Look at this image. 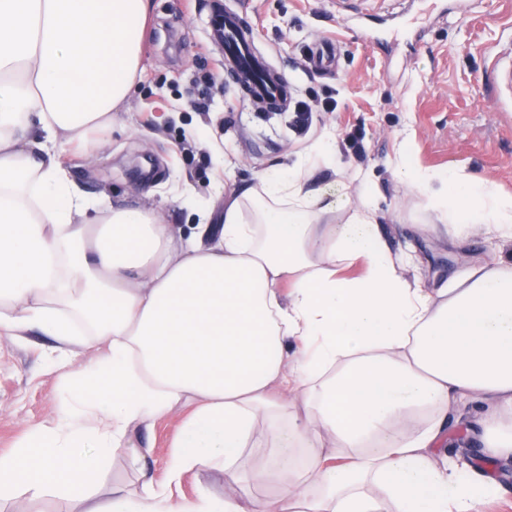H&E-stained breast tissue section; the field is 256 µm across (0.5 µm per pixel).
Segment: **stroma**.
<instances>
[{
  "instance_id": "35a3bbf8",
  "label": "stroma",
  "mask_w": 512,
  "mask_h": 512,
  "mask_svg": "<svg viewBox=\"0 0 512 512\" xmlns=\"http://www.w3.org/2000/svg\"><path fill=\"white\" fill-rule=\"evenodd\" d=\"M248 6L256 39L285 75L294 102L315 105L305 131L291 107L256 110L224 78L222 56L209 39L205 0H150L142 72L112 118L108 144L94 164L67 149L70 178L91 198L161 210L177 235L189 236L202 210L221 214L224 201L275 172L306 165L326 134L336 152L321 160L311 183L330 210L323 223H345L359 194L351 170L374 183L379 229L393 253L412 259L409 274L428 288H446L476 260L512 261V244L477 234L464 240L432 233L424 198L395 176L398 159L431 172L486 180L512 196V112L499 111L487 79L496 45L512 39V0H383L366 18L338 13L334 0H223ZM365 29L360 41L352 29ZM340 52L330 73L309 64L320 41ZM333 101L336 108L321 111ZM50 338L33 332L20 343L0 337V453L63 406L50 368ZM481 414L474 402L452 406L449 446L458 463L484 468L507 493L482 512H512V459H485L472 444ZM181 414L133 433L155 479H163Z\"/></svg>"
}]
</instances>
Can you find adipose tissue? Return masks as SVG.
Instances as JSON below:
<instances>
[{"mask_svg":"<svg viewBox=\"0 0 512 512\" xmlns=\"http://www.w3.org/2000/svg\"><path fill=\"white\" fill-rule=\"evenodd\" d=\"M149 0H0V335L54 339L66 404L0 454V501L48 490L81 512H480L502 493L438 448L452 404L512 457V262L452 287L405 278L369 182L321 223L304 170L201 213L188 238L156 210L90 199L59 141L104 148L141 71ZM443 235L512 241V197L402 161ZM188 407L164 482L98 496L133 427ZM270 435L241 496L257 422ZM226 491L176 498L197 467Z\"/></svg>","mask_w":512,"mask_h":512,"instance_id":"1","label":"adipose tissue"}]
</instances>
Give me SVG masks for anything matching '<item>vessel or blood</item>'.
I'll return each instance as SVG.
<instances>
[{
  "mask_svg": "<svg viewBox=\"0 0 512 512\" xmlns=\"http://www.w3.org/2000/svg\"><path fill=\"white\" fill-rule=\"evenodd\" d=\"M212 36L224 44L225 76L237 80L249 98L270 108L286 100V83L255 52V27L247 8L217 13ZM492 56L489 80L512 86V63H505L502 50Z\"/></svg>",
  "mask_w": 512,
  "mask_h": 512,
  "instance_id": "obj_1",
  "label": "vessel or blood"
}]
</instances>
